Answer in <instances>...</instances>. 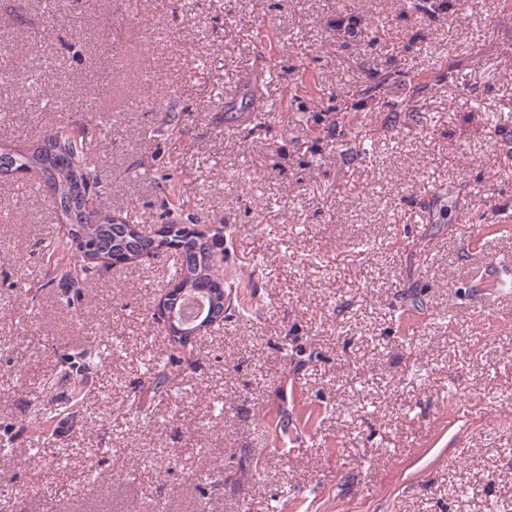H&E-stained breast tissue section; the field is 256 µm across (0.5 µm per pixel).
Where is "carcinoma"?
<instances>
[{
    "instance_id": "cac0c4a2",
    "label": "carcinoma",
    "mask_w": 512,
    "mask_h": 512,
    "mask_svg": "<svg viewBox=\"0 0 512 512\" xmlns=\"http://www.w3.org/2000/svg\"><path fill=\"white\" fill-rule=\"evenodd\" d=\"M33 170L52 192L57 211L68 226V236L93 245L98 250L113 252V233L121 234L123 228H129L131 224L99 221L96 211L87 209L88 183L93 169L88 161L83 136L73 130L57 129L47 132L24 151L0 149L1 173H29ZM169 228L173 232L172 240L179 246L180 276L177 286L190 280L194 288L213 290L219 297L228 299L227 307L218 309V321H224V309H233V298L224 294L221 283L214 280L218 263L224 261V251L217 250V245L224 240V230L219 228L214 234L200 238L188 230L186 224L172 223ZM125 247L134 252L145 250L149 253L159 249V245L153 244L152 238L145 235L128 238ZM88 272L90 266L85 263L56 265L52 270L73 288L80 287ZM171 382V375L167 371H156L146 390L140 391L137 400L133 401L136 414L141 416L149 409L156 408V398L163 396Z\"/></svg>"
}]
</instances>
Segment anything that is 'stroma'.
I'll return each mask as SVG.
<instances>
[{
	"label": "stroma",
	"mask_w": 512,
	"mask_h": 512,
	"mask_svg": "<svg viewBox=\"0 0 512 512\" xmlns=\"http://www.w3.org/2000/svg\"><path fill=\"white\" fill-rule=\"evenodd\" d=\"M431 2L0 0V146L83 128L96 209L223 225L248 307L175 362L176 253L73 295L0 175V512H512V11ZM171 382V375L165 371V369L158 370L153 374L152 381L149 382V385L140 391L138 398L135 396L133 399L132 405H135L137 418H139V416L142 417L143 413L144 418H147L148 415H151L155 411L158 406V404H155L156 398L158 396L163 397V394L167 391V387H169ZM145 389L146 392L144 391ZM148 392L149 396L147 397ZM150 408L152 409L148 413Z\"/></svg>",
	"instance_id": "obj_1"
}]
</instances>
